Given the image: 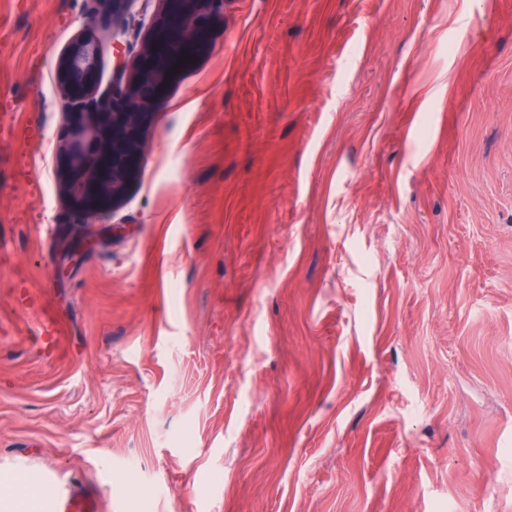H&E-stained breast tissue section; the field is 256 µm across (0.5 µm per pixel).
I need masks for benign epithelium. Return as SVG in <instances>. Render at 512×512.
Segmentation results:
<instances>
[{
    "instance_id": "7a95c632",
    "label": "benign epithelium",
    "mask_w": 512,
    "mask_h": 512,
    "mask_svg": "<svg viewBox=\"0 0 512 512\" xmlns=\"http://www.w3.org/2000/svg\"><path fill=\"white\" fill-rule=\"evenodd\" d=\"M112 15V39L145 26L134 10L137 0H96ZM164 13L150 26L133 59H118L112 82L116 90L97 95L101 40L88 33L73 40L56 64L63 94L80 108L65 113L66 136L57 145L58 184L83 223L98 224L112 214L116 200L139 176L135 159L142 144L139 127L145 104L160 97L173 79L172 66L188 55L199 58L210 48V33L200 16L211 0H164Z\"/></svg>"
}]
</instances>
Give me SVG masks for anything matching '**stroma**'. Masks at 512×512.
Masks as SVG:
<instances>
[{"label": "stroma", "instance_id": "stroma-1", "mask_svg": "<svg viewBox=\"0 0 512 512\" xmlns=\"http://www.w3.org/2000/svg\"><path fill=\"white\" fill-rule=\"evenodd\" d=\"M203 21L75 258L55 64L112 19L0 0V472L51 512H512V0Z\"/></svg>", "mask_w": 512, "mask_h": 512}]
</instances>
